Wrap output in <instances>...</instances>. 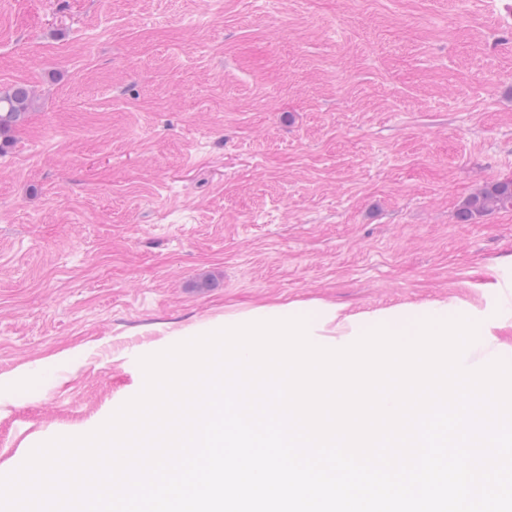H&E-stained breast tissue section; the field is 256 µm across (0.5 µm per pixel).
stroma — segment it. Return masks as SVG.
<instances>
[{"label":"stroma","mask_w":512,"mask_h":512,"mask_svg":"<svg viewBox=\"0 0 512 512\" xmlns=\"http://www.w3.org/2000/svg\"><path fill=\"white\" fill-rule=\"evenodd\" d=\"M512 0H0V472L238 308L439 301L512 360ZM34 101V92L24 84L0 88V137H8L25 121ZM501 209H512V180L486 182L461 205L457 219L460 223H471Z\"/></svg>","instance_id":"1"}]
</instances>
